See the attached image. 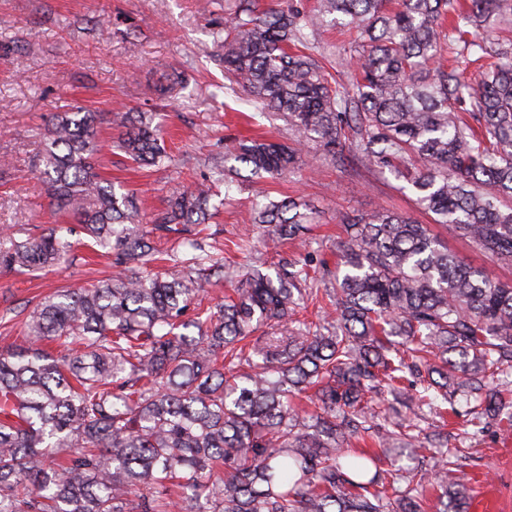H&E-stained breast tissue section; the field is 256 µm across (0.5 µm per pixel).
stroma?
I'll list each match as a JSON object with an SVG mask.
<instances>
[{
    "instance_id": "obj_1",
    "label": "stroma",
    "mask_w": 512,
    "mask_h": 512,
    "mask_svg": "<svg viewBox=\"0 0 512 512\" xmlns=\"http://www.w3.org/2000/svg\"><path fill=\"white\" fill-rule=\"evenodd\" d=\"M232 0H0V229L22 240L64 224L39 178L48 123L82 105L109 113L153 111L164 129L169 162L139 170L113 148L116 128H99L102 174L135 191L144 219L170 197L211 176L236 139L263 136L293 143L280 116L257 117L224 74L214 42ZM299 173L254 185L238 176L229 200L213 197L216 214L200 237L223 271L208 285L211 303L230 294L244 265L272 272L278 262L309 254L335 262L345 238L342 218L383 207L416 215L413 195L391 175L365 164H333L316 144L304 148ZM299 197L315 223L299 238L265 241L245 219L257 191ZM107 257L77 246L71 264L18 274L0 269V348L25 347L38 304L62 288L87 287L118 275ZM448 446L465 474L468 512H512V420L475 432L466 416H449Z\"/></svg>"
}]
</instances>
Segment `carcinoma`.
I'll use <instances>...</instances> for the list:
<instances>
[{
  "instance_id": "carcinoma-1",
  "label": "carcinoma",
  "mask_w": 512,
  "mask_h": 512,
  "mask_svg": "<svg viewBox=\"0 0 512 512\" xmlns=\"http://www.w3.org/2000/svg\"><path fill=\"white\" fill-rule=\"evenodd\" d=\"M235 0L217 44L224 72L258 114L282 112L295 146L251 138L232 158L249 177L306 164L319 144L337 164L353 154L405 182L415 206L493 263L512 266V41L479 30L512 22V0ZM333 25L351 39L349 83L311 52ZM477 66L479 80H465ZM117 147L134 164L168 159L152 112H115ZM100 115L52 116L46 192L112 263L131 275L61 290L26 326L29 345L0 349V512H448L467 496L442 462L433 507L384 475L379 456L353 452L377 398L412 410L474 397L497 420L512 377V283L462 262L429 225L380 209L345 216L325 331L296 318L310 269L286 260L248 268L233 295L203 306L210 260L195 227L212 216L224 171L177 193L140 224L134 194L97 168ZM295 199L255 202L250 221L281 242L315 220ZM156 231L186 235L199 255L171 278L153 271ZM76 242L52 228L18 241L0 231V268L71 261ZM267 328L262 336L255 335ZM197 329V335L188 329ZM52 342L55 352L40 344ZM309 390L300 420L294 398ZM418 430L442 448L443 426L384 417L379 445L397 455ZM66 456L60 467L49 458Z\"/></svg>"
}]
</instances>
